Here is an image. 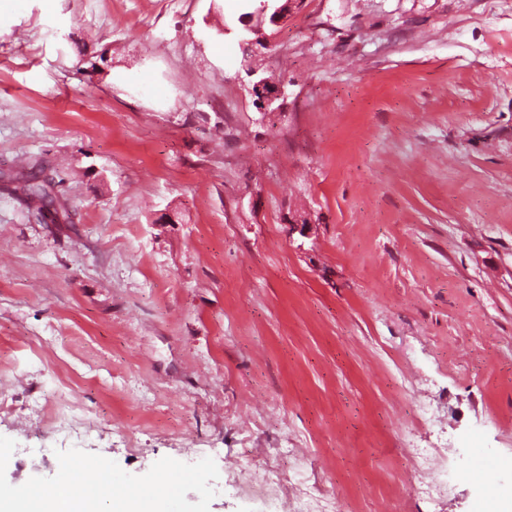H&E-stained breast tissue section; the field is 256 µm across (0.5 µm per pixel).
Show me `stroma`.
Listing matches in <instances>:
<instances>
[{
    "instance_id": "1",
    "label": "stroma",
    "mask_w": 512,
    "mask_h": 512,
    "mask_svg": "<svg viewBox=\"0 0 512 512\" xmlns=\"http://www.w3.org/2000/svg\"><path fill=\"white\" fill-rule=\"evenodd\" d=\"M240 0L0 15V436L20 486L76 448L218 468L324 512H477L512 472V0H301L257 64ZM311 215L315 237L285 219ZM249 73L251 76H256L252 84L251 94L255 96L258 94L260 97L257 100L260 110L265 112H275L279 109L280 105H276L278 100L282 97L283 93L280 88L273 89L269 86L266 78H261L257 69L250 68ZM37 167L12 179V192L21 198L34 212L47 195L45 180L38 177Z\"/></svg>"
}]
</instances>
